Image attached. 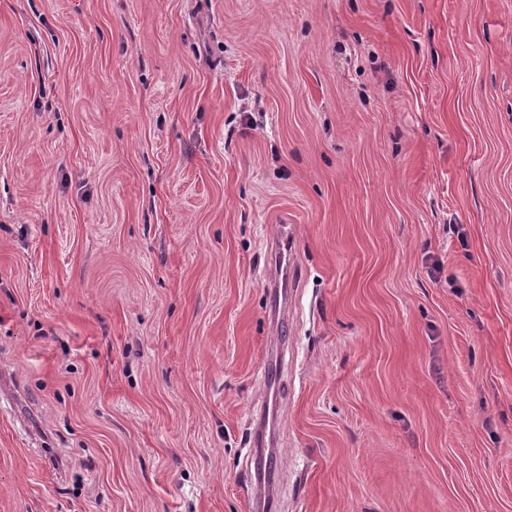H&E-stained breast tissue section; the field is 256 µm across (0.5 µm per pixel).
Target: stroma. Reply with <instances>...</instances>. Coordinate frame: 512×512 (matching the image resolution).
Masks as SVG:
<instances>
[{"instance_id":"obj_1","label":"stroma","mask_w":512,"mask_h":512,"mask_svg":"<svg viewBox=\"0 0 512 512\" xmlns=\"http://www.w3.org/2000/svg\"><path fill=\"white\" fill-rule=\"evenodd\" d=\"M262 417L272 512H512V0H0V512H256ZM291 249L288 251V231H281L276 237L267 242V258L275 270V277L269 282L268 288L276 297V304L271 316L278 323L285 316L288 299V267L291 269ZM281 297L283 298L280 303Z\"/></svg>"}]
</instances>
